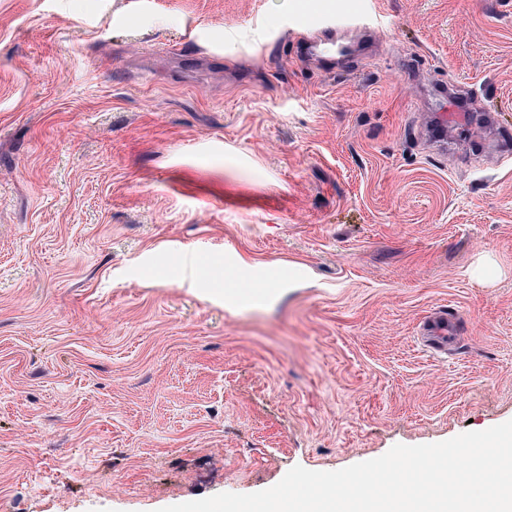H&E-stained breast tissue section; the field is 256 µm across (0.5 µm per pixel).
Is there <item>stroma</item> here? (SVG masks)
<instances>
[{"mask_svg":"<svg viewBox=\"0 0 512 512\" xmlns=\"http://www.w3.org/2000/svg\"><path fill=\"white\" fill-rule=\"evenodd\" d=\"M358 2L325 71L298 12L346 0H0V512L512 420V0ZM448 80L494 120L442 155Z\"/></svg>","mask_w":512,"mask_h":512,"instance_id":"1","label":"stroma"}]
</instances>
